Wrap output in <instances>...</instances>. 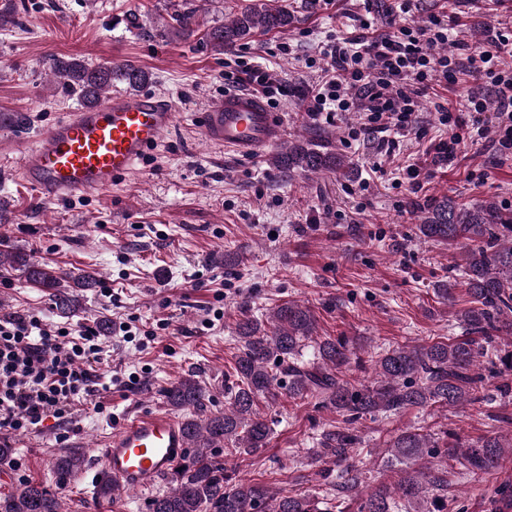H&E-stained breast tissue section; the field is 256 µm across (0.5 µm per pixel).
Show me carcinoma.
<instances>
[{
	"label": "carcinoma",
	"instance_id": "1",
	"mask_svg": "<svg viewBox=\"0 0 512 512\" xmlns=\"http://www.w3.org/2000/svg\"><path fill=\"white\" fill-rule=\"evenodd\" d=\"M175 38H188L199 30L196 11L188 9L171 16ZM293 22L288 7L255 3L229 13L224 23L203 33L218 52L250 38L255 30H284ZM51 73L65 88L91 106L112 88V80L131 88L145 84L149 76L131 64L119 68L92 66L80 59L53 58ZM280 168L315 173L343 170V160L332 151H316L290 143L274 157ZM422 219L418 225L426 241L452 246L465 242L461 270L472 306L458 315L464 336L456 340L437 338L425 344L401 346L376 361L377 378L372 386L357 389L344 379L342 368L355 351L340 336L314 337L317 320L310 308L295 302L277 306L269 325L241 311L236 323L239 352L235 355L233 381L226 388L224 410L207 411L210 389L192 375L171 383L163 391L166 401L190 411L182 423L188 448L184 449L165 480L167 490L154 495L149 512H396L395 498L426 504L425 512H448V471L432 460L441 455L460 457L468 469L487 473L501 461L512 459V429L475 442L455 438L453 445L440 442L431 433L407 428L397 433L384 449L385 463L397 469L398 480L380 483L359 496L360 475L348 472L329 480L334 501L308 490H288L271 482H253L232 477L226 458L251 454L267 447L271 426L259 402L276 404L284 396L316 398L336 410V424L323 429L318 448L310 455L314 464L334 465L349 460L361 442L357 423L378 416L394 415L410 408L457 407L482 403L486 387L505 373H512V213L491 202L460 203L448 196H434L412 204ZM23 276L52 291L56 308L65 313L74 302L68 288H90L89 273L61 272L31 263L23 253L4 255ZM503 338L509 349L484 366L481 358L495 339ZM313 361L302 360L306 347ZM84 458L76 452L57 458L56 487L23 482L0 496V512H62L64 488L82 468Z\"/></svg>",
	"mask_w": 512,
	"mask_h": 512
}]
</instances>
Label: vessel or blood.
I'll list each match as a JSON object with an SVG mask.
<instances>
[{
	"label": "vessel or blood",
	"instance_id": "b4317fda",
	"mask_svg": "<svg viewBox=\"0 0 512 512\" xmlns=\"http://www.w3.org/2000/svg\"><path fill=\"white\" fill-rule=\"evenodd\" d=\"M172 103L161 96L123 93L70 113L48 126L36 144L8 163L13 175L47 201L103 195L135 171L175 123ZM201 130L213 144L258 156L278 145L285 128L257 96L226 93L200 114ZM188 443L180 420L161 410L134 414L105 442L104 473L115 490H145L168 472Z\"/></svg>",
	"mask_w": 512,
	"mask_h": 512
}]
</instances>
